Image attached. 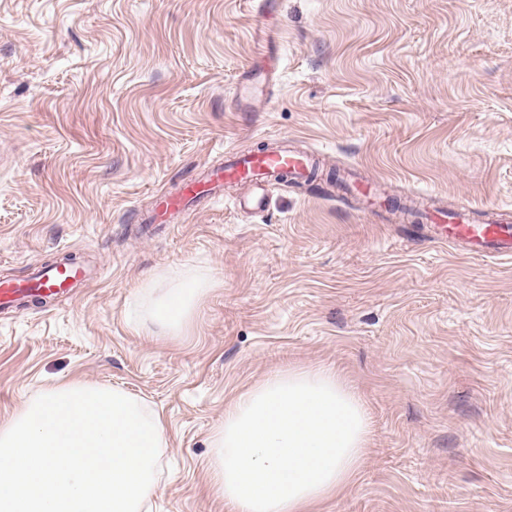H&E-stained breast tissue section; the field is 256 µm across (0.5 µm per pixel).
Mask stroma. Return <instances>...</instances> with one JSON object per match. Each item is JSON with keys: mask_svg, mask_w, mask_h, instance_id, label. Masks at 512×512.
<instances>
[{"mask_svg": "<svg viewBox=\"0 0 512 512\" xmlns=\"http://www.w3.org/2000/svg\"><path fill=\"white\" fill-rule=\"evenodd\" d=\"M259 24L252 0H0V278L67 255L91 273L0 312V424L73 382L123 389L166 427L152 512H227L206 464L228 405L326 367L371 431L316 512H512V262L426 229L512 212V0H279L251 107ZM279 138L312 185L146 223L156 191ZM352 178L423 210L372 215ZM173 272L210 280L192 321L138 327ZM264 28H265L264 36L260 40L262 42V45H261L262 50L260 52V55H262L261 61H260V63L253 64L247 70L245 78L243 80L244 82H252V81H253V83L265 82L269 76L270 71H271V67L268 65L266 58H265V54L263 52H264V49H269V46H270V44H272L274 42L275 37H274V33L271 29H269L267 26H265Z\"/></svg>", "mask_w": 512, "mask_h": 512, "instance_id": "1", "label": "stroma"}]
</instances>
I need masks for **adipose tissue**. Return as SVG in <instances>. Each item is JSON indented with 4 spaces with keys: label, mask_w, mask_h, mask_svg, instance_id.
<instances>
[{
    "label": "adipose tissue",
    "mask_w": 512,
    "mask_h": 512,
    "mask_svg": "<svg viewBox=\"0 0 512 512\" xmlns=\"http://www.w3.org/2000/svg\"><path fill=\"white\" fill-rule=\"evenodd\" d=\"M207 287L197 277L172 279L145 321L179 334ZM367 433L364 407L338 372L275 373L225 410L207 465L211 487L231 512H308L352 484Z\"/></svg>",
    "instance_id": "1"
}]
</instances>
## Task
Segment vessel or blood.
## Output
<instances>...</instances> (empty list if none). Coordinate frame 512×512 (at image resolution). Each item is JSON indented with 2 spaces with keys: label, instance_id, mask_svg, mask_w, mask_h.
Returning a JSON list of instances; mask_svg holds the SVG:
<instances>
[{
  "label": "vessel or blood",
  "instance_id": "vessel-or-blood-1",
  "mask_svg": "<svg viewBox=\"0 0 512 512\" xmlns=\"http://www.w3.org/2000/svg\"><path fill=\"white\" fill-rule=\"evenodd\" d=\"M313 167L311 154L285 147L266 148L247 155L236 152L211 167L207 176L187 179L177 191L158 193L154 214L163 221L182 216L189 202L216 199L217 189L239 185L250 188L249 196L239 199V207L259 212L265 208L267 194L280 175L306 182L311 178ZM429 231L433 240L456 244L467 254L512 259V223L492 214L475 217L469 205H460L447 222L430 225ZM86 275V269L80 264L59 262L38 267L22 280L1 278L0 308L25 304L30 297L50 300L68 294Z\"/></svg>",
  "mask_w": 512,
  "mask_h": 512
}]
</instances>
